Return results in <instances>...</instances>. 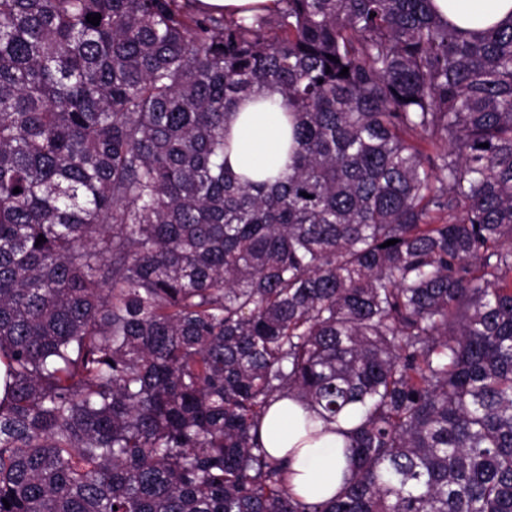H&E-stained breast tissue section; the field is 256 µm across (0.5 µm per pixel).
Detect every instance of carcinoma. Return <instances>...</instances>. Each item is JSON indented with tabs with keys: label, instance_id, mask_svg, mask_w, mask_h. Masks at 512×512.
I'll use <instances>...</instances> for the list:
<instances>
[{
	"label": "carcinoma",
	"instance_id": "obj_1",
	"mask_svg": "<svg viewBox=\"0 0 512 512\" xmlns=\"http://www.w3.org/2000/svg\"><path fill=\"white\" fill-rule=\"evenodd\" d=\"M198 2L0 0V512H512V23ZM259 93L273 184L228 169ZM277 397L350 424L334 498ZM208 9L225 16L242 17L264 13L273 6V0H200ZM279 95H253L227 120L226 133L233 144L231 171L253 181L270 180L287 172L292 126L285 110L272 104ZM292 398H277L260 421V439L266 451L288 462L291 493L306 501H324L336 496L347 462L341 454L344 438L324 430L319 420Z\"/></svg>",
	"mask_w": 512,
	"mask_h": 512
}]
</instances>
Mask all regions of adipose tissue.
<instances>
[{
	"label": "adipose tissue",
	"mask_w": 512,
	"mask_h": 512,
	"mask_svg": "<svg viewBox=\"0 0 512 512\" xmlns=\"http://www.w3.org/2000/svg\"><path fill=\"white\" fill-rule=\"evenodd\" d=\"M442 18L462 30H483L512 19V0H433ZM233 144L231 171L254 181L275 180L289 163L292 126L285 110L269 95L252 96L227 120ZM260 439L267 452L288 463L291 493L307 501L333 498L347 462L341 435L308 421L303 406L291 398L276 399L260 421Z\"/></svg>",
	"instance_id": "obj_1"
}]
</instances>
